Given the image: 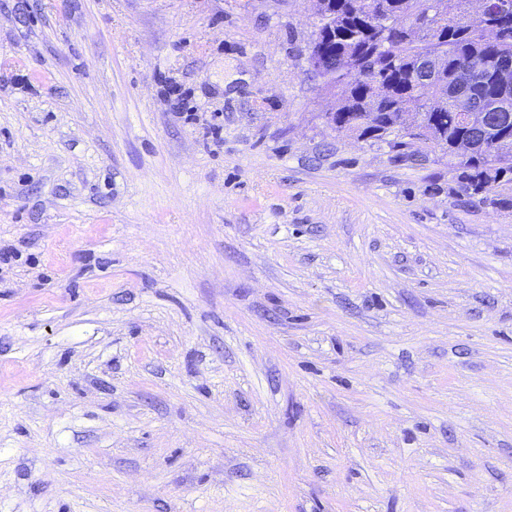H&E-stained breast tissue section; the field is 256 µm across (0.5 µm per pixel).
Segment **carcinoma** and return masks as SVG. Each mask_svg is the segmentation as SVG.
Instances as JSON below:
<instances>
[{"instance_id": "obj_1", "label": "carcinoma", "mask_w": 512, "mask_h": 512, "mask_svg": "<svg viewBox=\"0 0 512 512\" xmlns=\"http://www.w3.org/2000/svg\"><path fill=\"white\" fill-rule=\"evenodd\" d=\"M435 0H328L319 14L313 43L325 46L329 56L349 57L369 75L361 81L350 71L330 64L314 73L321 87L336 91V130L347 128L357 138L409 147L427 142L409 137L375 135L359 122L365 112H380L381 120L397 115L407 100L419 104L435 122L437 131L451 143L469 138L470 131L457 120L451 101L437 108L427 105L429 95H447L466 88L487 112L512 116V87H503L493 69L498 59L512 57V26L508 41L492 44L455 14L464 0H445L444 12L433 11ZM448 165L460 172L466 193H493L501 182L512 180V155L504 154L489 165L480 151L465 160L448 152Z\"/></svg>"}]
</instances>
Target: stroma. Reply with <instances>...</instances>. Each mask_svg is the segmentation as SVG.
Wrapping results in <instances>:
<instances>
[{"label":"stroma","mask_w":512,"mask_h":512,"mask_svg":"<svg viewBox=\"0 0 512 512\" xmlns=\"http://www.w3.org/2000/svg\"><path fill=\"white\" fill-rule=\"evenodd\" d=\"M312 0H0V512H512V183L326 127Z\"/></svg>","instance_id":"obj_1"}]
</instances>
